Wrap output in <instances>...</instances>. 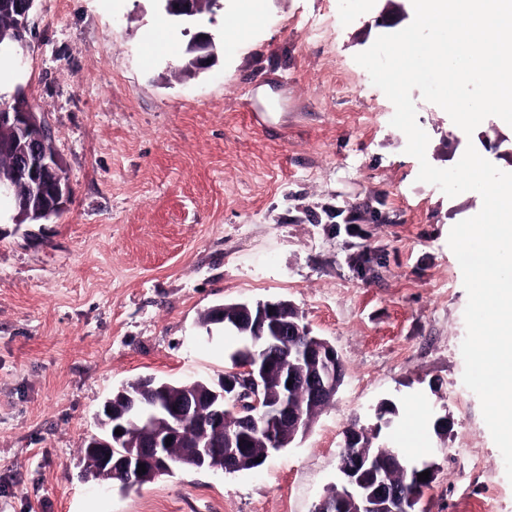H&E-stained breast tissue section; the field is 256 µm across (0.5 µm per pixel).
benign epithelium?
<instances>
[{
    "mask_svg": "<svg viewBox=\"0 0 512 512\" xmlns=\"http://www.w3.org/2000/svg\"><path fill=\"white\" fill-rule=\"evenodd\" d=\"M157 14L176 32L187 34L190 29L165 13V0H152ZM10 134L0 139V157L10 159L14 183L0 184V198L11 197L14 186L22 187L26 204L44 216V221L59 217L70 202L71 186L67 171L58 153L50 152L45 142L51 136L46 122L36 125L30 113L0 107V131ZM269 325L274 339L273 349L293 347L295 362L306 367V372H293L280 377L277 396L265 395L271 379L268 363L254 356L249 346L233 354L232 367L215 385H202L177 399L171 398L168 386H153V379H145L140 390L159 397L157 409L146 418L137 433L128 431V424L140 418L139 397L123 386L116 397L119 402H106L102 422L108 426L103 437L87 440L86 454L94 461L96 472L108 478L121 475L137 482L143 475L137 473L139 464H145L146 473L158 476L169 467L170 446L183 444L199 470H214L216 463L224 461V472L231 473L238 467L239 452L235 447L224 446V412L232 408L239 416L244 430L255 423V414L263 412L270 418L284 423H298V412L287 404L289 387L307 388L315 401L334 396L343 381V364L335 347L312 334L308 325L297 316L293 306L286 301H266L256 304L239 303L234 313L226 314L225 306L211 309V325L224 330L246 325L257 330ZM122 434H115V429ZM340 489L336 500L321 498L314 512H371L376 499L393 501L402 512H415L421 494L407 485H391L385 468L375 459L355 457L339 461Z\"/></svg>",
    "mask_w": 512,
    "mask_h": 512,
    "instance_id": "1",
    "label": "benign epithelium"
}]
</instances>
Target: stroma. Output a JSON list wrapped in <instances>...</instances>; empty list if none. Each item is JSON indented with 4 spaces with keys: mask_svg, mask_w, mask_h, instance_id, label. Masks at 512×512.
<instances>
[{
    "mask_svg": "<svg viewBox=\"0 0 512 512\" xmlns=\"http://www.w3.org/2000/svg\"><path fill=\"white\" fill-rule=\"evenodd\" d=\"M412 19L410 0H234L215 61L190 72L149 0H36L0 94L22 86L43 113L71 199L50 222L0 226V512H312L353 429L421 447L435 475L420 512H512L462 381L467 293L448 245L482 198L418 182L393 104L354 60ZM155 29L169 49L146 63ZM412 98L430 164L471 143L512 172L503 120L468 136ZM279 300L344 364L306 435L252 470L175 466L127 491L86 474L80 450L117 388L217 382L235 341L201 314Z\"/></svg>",
    "mask_w": 512,
    "mask_h": 512,
    "instance_id": "35a3bbf8",
    "label": "stroma"
}]
</instances>
